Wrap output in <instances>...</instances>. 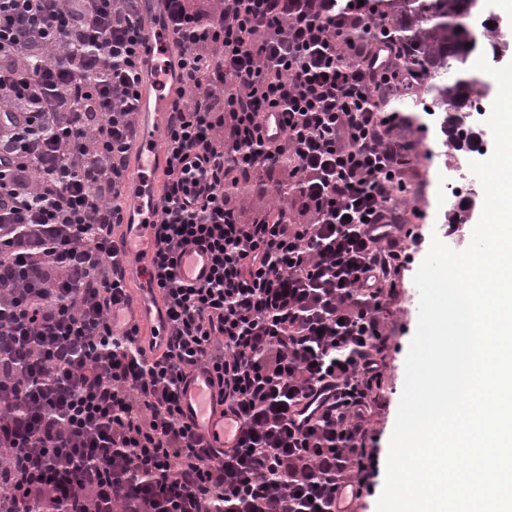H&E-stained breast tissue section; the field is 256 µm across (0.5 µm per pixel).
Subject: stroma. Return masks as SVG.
Returning <instances> with one entry per match:
<instances>
[{"instance_id":"obj_1","label":"stroma","mask_w":512,"mask_h":512,"mask_svg":"<svg viewBox=\"0 0 512 512\" xmlns=\"http://www.w3.org/2000/svg\"><path fill=\"white\" fill-rule=\"evenodd\" d=\"M423 80H416L408 94L400 101L402 109L417 112L426 125L425 131L413 132L412 137L418 142V153L412 158V171L409 179L413 185L423 186L421 195L412 199L423 211V219L418 220L417 230L423 242L414 255L415 262H422L427 255L431 236H439L454 250L461 251L468 247L472 231L477 224L483 208L484 193L481 185H474L472 191L462 197L443 198V183L439 172L445 159L459 155L462 163L487 159L494 148V140L486 120L491 112L494 94H487L481 102L479 111L465 118V126L477 132L479 143L476 150L454 152L444 143L445 136L440 128L438 116L425 114L423 104L426 95ZM458 214L462 221L457 235H449L448 224L451 214ZM413 271H405L400 288V296L394 306L392 320L395 333L392 337L393 347L387 357V369L382 394L386 404L371 419V425L377 431V441L373 448L376 459V473L368 491L363 492L358 502V512H376L377 502L385 480V465L389 449V440L395 424L398 405L401 399L405 379V359L410 342L415 334L418 322L419 291L413 282Z\"/></svg>"}]
</instances>
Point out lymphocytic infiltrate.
Returning <instances> with one entry per match:
<instances>
[{
  "label": "lymphocytic infiltrate",
  "mask_w": 512,
  "mask_h": 512,
  "mask_svg": "<svg viewBox=\"0 0 512 512\" xmlns=\"http://www.w3.org/2000/svg\"><path fill=\"white\" fill-rule=\"evenodd\" d=\"M0 0V512H336L421 238L404 54L376 0ZM173 36L148 264L161 347L128 314L115 243L147 24ZM282 114L267 139L265 112ZM278 200L244 218L236 187ZM206 249L198 285L176 272ZM209 373L230 448L184 419ZM371 457L368 448H340L336 451V487L357 476L360 465Z\"/></svg>",
  "instance_id": "lymphocytic-infiltrate-1"
}]
</instances>
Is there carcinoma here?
<instances>
[{
    "label": "carcinoma",
    "instance_id": "carcinoma-1",
    "mask_svg": "<svg viewBox=\"0 0 512 512\" xmlns=\"http://www.w3.org/2000/svg\"><path fill=\"white\" fill-rule=\"evenodd\" d=\"M406 65L427 79L426 93L445 113L442 129L452 147L472 150L474 136L462 129L460 113L473 109L472 97L481 95L480 82L464 65L483 41L496 45L497 31L483 27L477 35L471 25L478 0H390ZM371 457L367 448L336 449V483L357 476L360 465Z\"/></svg>",
    "mask_w": 512,
    "mask_h": 512
}]
</instances>
